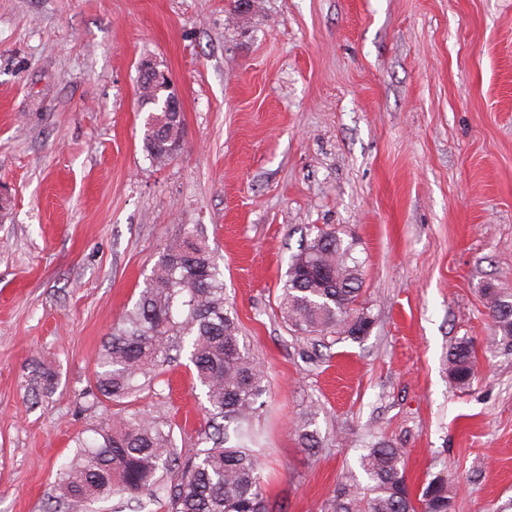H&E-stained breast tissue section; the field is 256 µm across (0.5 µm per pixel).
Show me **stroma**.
I'll return each mask as SVG.
<instances>
[{"instance_id":"35a3bbf8","label":"stroma","mask_w":512,"mask_h":512,"mask_svg":"<svg viewBox=\"0 0 512 512\" xmlns=\"http://www.w3.org/2000/svg\"><path fill=\"white\" fill-rule=\"evenodd\" d=\"M168 70L182 145L142 143L139 65ZM0 512H43L106 333L182 225L203 233L252 355L268 494L323 512L369 437L454 512H512V345L481 290L512 292V0H0ZM356 240L362 341L317 347L277 308L301 237ZM470 342L478 379L448 352ZM58 385L32 403V367ZM185 360L133 398L207 425ZM311 417L306 451L293 430ZM448 372L460 388H467L473 384L476 377L475 360L468 343L460 342L449 351Z\"/></svg>"}]
</instances>
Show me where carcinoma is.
<instances>
[{
	"label": "carcinoma",
	"mask_w": 512,
	"mask_h": 512,
	"mask_svg": "<svg viewBox=\"0 0 512 512\" xmlns=\"http://www.w3.org/2000/svg\"><path fill=\"white\" fill-rule=\"evenodd\" d=\"M182 121L160 127L146 117L143 148L152 163L171 159ZM346 231L317 229L291 256L278 297L282 319L314 342L359 341L371 320L358 307L362 267ZM485 306L498 333L512 340V292L487 286ZM185 355L205 397L207 430L192 448L178 445L174 424L129 408V399L151 386L164 366ZM448 372L461 388L475 380L471 346L448 354ZM34 396L50 394L55 375L32 370ZM268 372L246 349L224 296V271L194 225L170 239L132 306L103 341L90 395L92 404L117 406L112 419L76 441L46 512H72L93 498L118 496L114 512H145L164 500L168 512H274L262 472L264 448L254 418L264 406ZM303 446L318 447L308 419L296 426ZM362 479L336 483L325 512H451L448 483L436 476L413 490L401 449L374 441L359 457Z\"/></svg>",
	"instance_id": "obj_1"
}]
</instances>
